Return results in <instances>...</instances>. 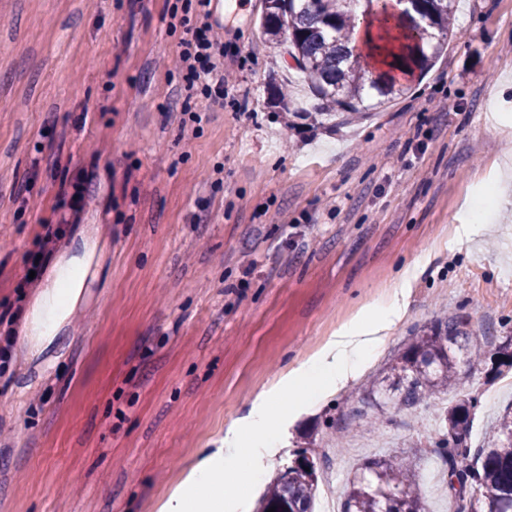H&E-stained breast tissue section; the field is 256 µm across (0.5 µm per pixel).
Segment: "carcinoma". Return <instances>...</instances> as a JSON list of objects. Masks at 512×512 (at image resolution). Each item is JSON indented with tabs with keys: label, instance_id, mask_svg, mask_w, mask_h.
I'll list each match as a JSON object with an SVG mask.
<instances>
[{
	"label": "carcinoma",
	"instance_id": "obj_1",
	"mask_svg": "<svg viewBox=\"0 0 512 512\" xmlns=\"http://www.w3.org/2000/svg\"><path fill=\"white\" fill-rule=\"evenodd\" d=\"M376 0H263L262 33L268 40L284 38L292 58L306 73L313 89L330 112H361L375 96L387 101L405 93L395 73L423 71L445 49L441 36L450 31L455 0H417L416 36L392 54L388 71H370L353 42L358 5ZM499 370L512 366V340L494 348L464 329L456 315L438 319L412 336L403 350L376 376L366 391L379 405L395 410L413 408L460 384L461 367ZM474 404L460 398L439 418L438 437L430 438L445 461L444 476L482 492L479 512H512V407L505 410L485 437L472 448ZM318 488L315 455L306 448L300 457L277 473L259 501L257 512H312ZM343 512H427L415 489V463L408 457L371 460L349 483Z\"/></svg>",
	"mask_w": 512,
	"mask_h": 512
}]
</instances>
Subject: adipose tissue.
Returning a JSON list of instances; mask_svg holds the SVG:
<instances>
[{"label": "adipose tissue", "mask_w": 512, "mask_h": 512, "mask_svg": "<svg viewBox=\"0 0 512 512\" xmlns=\"http://www.w3.org/2000/svg\"><path fill=\"white\" fill-rule=\"evenodd\" d=\"M410 25L401 0H386L385 11L360 18L354 45L369 67H381L377 38L398 42L408 35ZM95 247L90 237L74 238L67 257L55 265L32 302L31 318L19 345L30 354L43 356L45 364L58 358L61 336L83 295L87 259ZM408 307L405 288L396 287L387 301L366 305L340 326L313 356L284 370L254 399L248 415L226 428L218 447L201 453L158 512H224L225 486L244 492L258 486L267 462L278 451L279 429L298 410L311 406L317 396L338 391L354 379L405 317Z\"/></svg>", "instance_id": "ef3b65f1"}]
</instances>
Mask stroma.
Here are the masks:
<instances>
[{"instance_id": "stroma-1", "label": "stroma", "mask_w": 512, "mask_h": 512, "mask_svg": "<svg viewBox=\"0 0 512 512\" xmlns=\"http://www.w3.org/2000/svg\"><path fill=\"white\" fill-rule=\"evenodd\" d=\"M173 0H0V312L74 236L98 241L52 367L0 370V512H157L280 373L404 270L409 308L364 373L295 416L270 473L312 447L345 493L365 461L435 434L441 394L380 412L363 390L444 315L512 336V0H458L454 37L409 91L331 117L266 41L261 0L223 18L222 99L184 92ZM201 123L185 121L184 111ZM484 200L494 220L459 242ZM58 252L40 255V220ZM512 369L463 376L480 445ZM443 465L417 489L450 512Z\"/></svg>"}]
</instances>
